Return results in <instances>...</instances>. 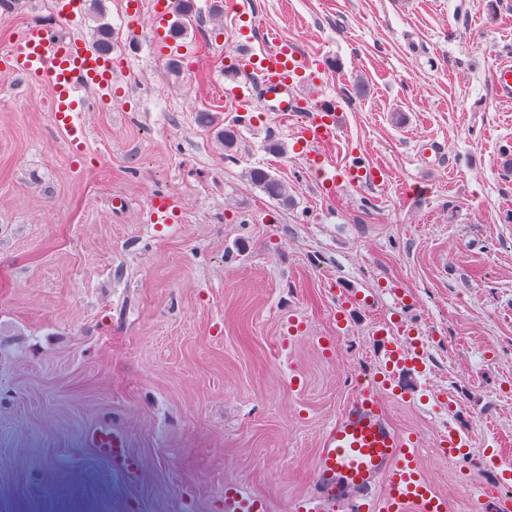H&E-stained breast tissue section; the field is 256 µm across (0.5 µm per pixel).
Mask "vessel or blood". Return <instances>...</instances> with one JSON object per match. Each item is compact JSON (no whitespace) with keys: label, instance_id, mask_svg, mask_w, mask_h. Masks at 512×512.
<instances>
[{"label":"vessel or blood","instance_id":"1","mask_svg":"<svg viewBox=\"0 0 512 512\" xmlns=\"http://www.w3.org/2000/svg\"><path fill=\"white\" fill-rule=\"evenodd\" d=\"M261 67L266 99L278 112H299L303 119L295 132L306 148L318 180L384 181L381 168L325 166L320 149L335 136L334 115L323 101L305 110L294 94L295 77L319 86L322 77L315 60L292 43L268 33L255 55ZM0 72L23 82L49 86L53 93L54 123L69 146L80 147L87 136L84 112L91 101L112 95V66L98 51L62 40L54 25L34 23L11 46L0 52ZM493 85L502 98H512V60L500 62ZM89 444L121 466L127 474L138 463L126 450L124 435L110 426L93 429ZM302 512H446V504L424 478L414 434L398 433L384 411L379 385L360 379L358 390L343 411L324 429L315 464L313 484L302 500ZM255 495L236 488L224 492V512H263Z\"/></svg>","mask_w":512,"mask_h":512}]
</instances>
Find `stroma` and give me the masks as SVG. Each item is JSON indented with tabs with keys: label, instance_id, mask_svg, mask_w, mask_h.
Masks as SVG:
<instances>
[{
	"label": "stroma",
	"instance_id": "stroma-1",
	"mask_svg": "<svg viewBox=\"0 0 512 512\" xmlns=\"http://www.w3.org/2000/svg\"><path fill=\"white\" fill-rule=\"evenodd\" d=\"M55 2L0 14V52L34 22L92 44L88 9L69 22ZM237 2L195 0L189 36L210 51L171 73L150 26L173 0H102L116 82L80 151L48 88L0 76V512H224L231 485L297 512L323 427L386 347L418 358L383 392L389 422L419 436L447 512H492L512 471V98L492 83L512 0ZM266 27L324 69V162L387 179L321 186L298 115L269 111L254 76L241 160L225 159L198 114L235 117L224 87ZM249 160L289 206L247 181ZM159 193L173 223L149 218ZM103 424L136 477L89 445ZM245 176L253 186L260 189L271 201L283 206L290 204L291 198L288 195V186L265 166L260 163L251 164L245 168Z\"/></svg>",
	"mask_w": 512,
	"mask_h": 512
}]
</instances>
